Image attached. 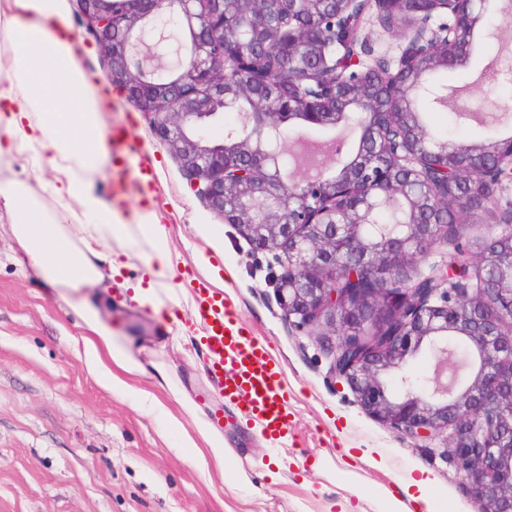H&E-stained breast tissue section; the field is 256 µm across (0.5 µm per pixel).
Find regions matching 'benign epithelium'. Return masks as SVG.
Wrapping results in <instances>:
<instances>
[{
  "label": "benign epithelium",
  "mask_w": 512,
  "mask_h": 512,
  "mask_svg": "<svg viewBox=\"0 0 512 512\" xmlns=\"http://www.w3.org/2000/svg\"><path fill=\"white\" fill-rule=\"evenodd\" d=\"M239 25L224 28L229 2ZM492 0H75L91 26L111 82L149 117L153 134L179 160L190 189L252 249L283 264L276 302L288 325L317 337L330 382L346 384L361 406L418 446L450 429L446 454L467 485L473 512H512V272L490 283L512 256V210L495 213L499 234L471 252L455 240L434 287L419 269L448 225L436 213L454 206L467 223L488 211L512 182V138L457 144L431 136L418 102L448 106L450 94L426 81L452 69L486 27ZM444 15L448 22L432 26ZM374 17L400 33L398 54L361 59L363 25ZM174 20L189 58L176 76L150 80L161 54L142 50L151 30ZM288 55L295 76L281 77ZM241 134L207 142L218 106L242 97ZM362 115L359 147L336 175L288 183L279 166L283 124L334 125ZM398 203L397 223L372 233L381 207ZM468 268L477 288L448 295V280ZM367 284L341 288L338 280ZM468 342L470 383L448 379V339ZM422 351L434 358L426 385L387 376Z\"/></svg>",
  "instance_id": "benign-epithelium-1"
}]
</instances>
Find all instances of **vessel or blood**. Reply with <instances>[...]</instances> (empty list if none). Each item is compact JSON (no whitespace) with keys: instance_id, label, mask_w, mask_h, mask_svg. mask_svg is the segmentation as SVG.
Returning <instances> with one entry per match:
<instances>
[{"instance_id":"b4317fda","label":"vessel or blood","mask_w":512,"mask_h":512,"mask_svg":"<svg viewBox=\"0 0 512 512\" xmlns=\"http://www.w3.org/2000/svg\"><path fill=\"white\" fill-rule=\"evenodd\" d=\"M106 143L114 158H140L138 188L151 187L156 175L147 163L148 146L120 128H110ZM191 296L194 316L203 329L200 343L207 358V373L226 400L240 406L262 433L286 437L292 425L288 383L265 344L235 319L222 290L203 280L183 278Z\"/></svg>"}]
</instances>
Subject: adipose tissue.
Returning <instances> with one entry per match:
<instances>
[{"mask_svg":"<svg viewBox=\"0 0 512 512\" xmlns=\"http://www.w3.org/2000/svg\"><path fill=\"white\" fill-rule=\"evenodd\" d=\"M70 0H0V30L12 41L6 65H0V167L20 155L33 170L50 169L51 180L33 189L28 182H0V209L13 219V232L26 264L45 283L68 292L91 336L85 341L88 368L109 374L112 391L137 401L151 414L166 415L150 392L129 386L124 374L147 369L127 350L113 347L112 328L103 323L86 288L117 277L121 265L99 262L112 242L146 247L142 285L134 289L140 305L160 310L159 290L172 287L179 257L168 246L154 209L118 207L96 194L93 184L109 165L105 107L84 61L91 50L72 34ZM47 190L56 206L46 209L38 195ZM179 401L190 415L197 438H185L202 469L223 471L234 451L215 433L188 396ZM377 512H435L432 479L424 473L371 495Z\"/></svg>","mask_w":512,"mask_h":512,"instance_id":"adipose-tissue-1","label":"adipose tissue"}]
</instances>
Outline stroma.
<instances>
[{"mask_svg":"<svg viewBox=\"0 0 512 512\" xmlns=\"http://www.w3.org/2000/svg\"><path fill=\"white\" fill-rule=\"evenodd\" d=\"M490 25L497 38L478 37L459 66L436 74V81L457 87L459 94L442 112L420 106V118L432 133L463 144L512 135V117L498 122L489 117L497 106L512 103V83L479 80L492 57L512 66V16L493 15ZM112 102L109 125L130 128L151 147L159 179L154 208L170 249L180 256L179 266L196 278V253L209 259L238 322L282 366L293 426L286 438L267 439L219 396L205 376L207 356L189 303L173 307L172 319L160 320L133 300L131 289H102L98 312L112 327L113 345L130 350L148 369L162 371L158 377L131 376L130 384L156 394L186 430L194 424L176 392L187 393L204 417L218 416V432L237 456L225 464L224 479L209 480L191 461L189 449L178 447V433L160 438L162 418L114 396L104 378L88 371L82 343L88 327L60 289L21 265L12 222L0 210V512H224L229 484L241 467L251 485L267 494L250 504V512H324L325 502L343 494L335 465L348 448L371 451V462L354 463L365 490L424 471L436 479L439 512H472L461 474L439 456L443 440L414 447L365 412L348 386L330 383L329 361L315 339L292 331L280 315L269 284L279 269L273 256L253 253L234 227L188 189L178 160L154 136L143 112L121 93ZM340 135L343 153L320 162L333 176L357 151L354 128L297 120L288 140ZM284 455L293 465L280 483L269 485L264 464ZM327 458L333 468L319 469Z\"/></svg>","mask_w":512,"mask_h":512,"instance_id":"obj_1","label":"stroma"}]
</instances>
